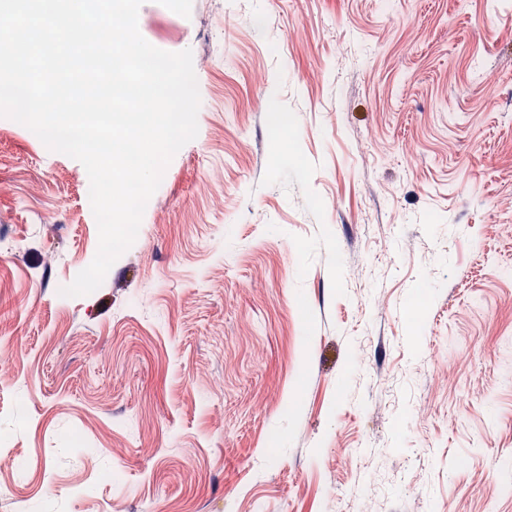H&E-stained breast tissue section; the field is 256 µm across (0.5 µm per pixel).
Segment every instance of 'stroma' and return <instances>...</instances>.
<instances>
[{"mask_svg": "<svg viewBox=\"0 0 512 512\" xmlns=\"http://www.w3.org/2000/svg\"><path fill=\"white\" fill-rule=\"evenodd\" d=\"M138 27L198 135L93 293L85 168L0 117V512H512V0Z\"/></svg>", "mask_w": 512, "mask_h": 512, "instance_id": "35a3bbf8", "label": "stroma"}]
</instances>
